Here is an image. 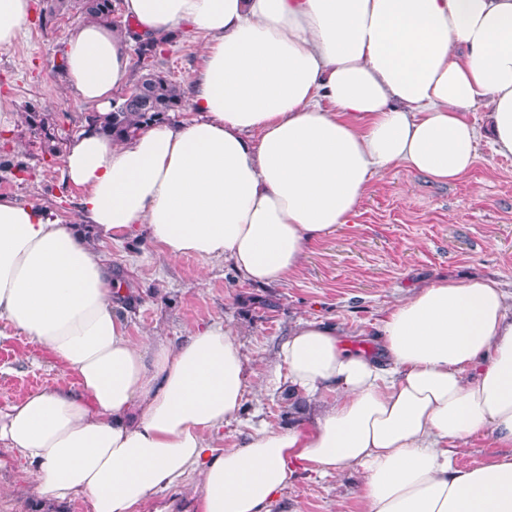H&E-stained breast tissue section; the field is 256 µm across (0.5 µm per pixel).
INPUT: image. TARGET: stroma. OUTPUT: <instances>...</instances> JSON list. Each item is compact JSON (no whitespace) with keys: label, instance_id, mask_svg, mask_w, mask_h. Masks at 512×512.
Masks as SVG:
<instances>
[{"label":"stroma","instance_id":"1","mask_svg":"<svg viewBox=\"0 0 512 512\" xmlns=\"http://www.w3.org/2000/svg\"><path fill=\"white\" fill-rule=\"evenodd\" d=\"M53 0H30V15L15 41L0 47V98L12 116L0 125V155L23 161L25 171L0 169V194L50 209L62 223L78 221L81 188L67 182L62 157L43 156L24 122L29 108L51 115L62 141L84 126L89 105L66 86L59 66L72 32L86 19L73 10L37 22ZM208 37L193 27L167 45L157 67L187 85L203 66ZM133 302L131 336L179 341L187 330L224 320L248 361L246 391L237 421L214 437L219 448L245 440L253 424H296L314 410L308 397L291 408L285 392L268 387L277 349L290 327L317 319L347 331L351 347L376 349L388 311L418 287L439 278L495 279L512 291V156L497 155L488 140L459 180L440 184L398 165L375 176L347 224L306 248L288 280L259 286L229 264L194 256L167 259L147 238L95 240ZM67 374L45 347L14 334L0 321V406L29 393L68 387ZM363 472L351 465L333 476L299 473L272 512H364ZM0 512H86L76 499L53 503L22 468L0 472Z\"/></svg>","mask_w":512,"mask_h":512}]
</instances>
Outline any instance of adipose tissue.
I'll list each match as a JSON object with an SVG mask.
<instances>
[{
    "instance_id": "adipose-tissue-1",
    "label": "adipose tissue",
    "mask_w": 512,
    "mask_h": 512,
    "mask_svg": "<svg viewBox=\"0 0 512 512\" xmlns=\"http://www.w3.org/2000/svg\"><path fill=\"white\" fill-rule=\"evenodd\" d=\"M146 38L204 31L186 88L195 119L116 144L78 133L64 173L82 221L0 196V321L47 348L76 386L0 407V471L26 466L49 499L137 512L196 475L163 512H270L298 471L364 472L366 512H512V295L497 282L440 279L395 304L377 355L342 328L304 320L277 351L273 388L321 401L313 423L237 420L246 360L216 320L179 343L134 340L124 291L92 237L146 234L170 259L231 265L280 284L309 243L347 223L372 178L403 165L437 183L466 174L489 110L512 155V0H123ZM127 36L95 23L71 35L78 99L107 112L130 80ZM488 433L509 454L461 468L449 442Z\"/></svg>"
}]
</instances>
